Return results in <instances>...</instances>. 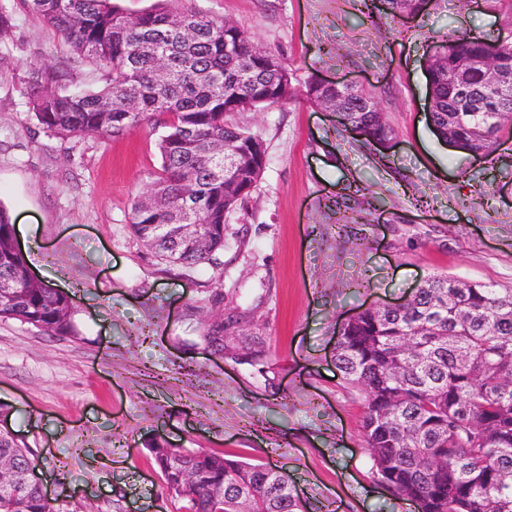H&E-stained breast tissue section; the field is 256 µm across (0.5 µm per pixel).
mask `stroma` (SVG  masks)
<instances>
[{
  "label": "stroma",
  "mask_w": 512,
  "mask_h": 512,
  "mask_svg": "<svg viewBox=\"0 0 512 512\" xmlns=\"http://www.w3.org/2000/svg\"><path fill=\"white\" fill-rule=\"evenodd\" d=\"M227 19L287 68L288 101L236 114L267 148L262 179L225 218L216 261L172 265L129 229L161 166L155 121L116 138H59L35 119L31 72L99 71L17 0H0V206L29 227L30 269L64 290L77 336L0 319V424L25 444L54 512H185L147 449L283 467L308 512H415L376 485L361 445L363 400L336 368L341 323L442 274L512 290V137L478 158L428 119L426 60L446 35L493 37L512 0H431L392 20L356 0H185ZM374 94L395 132L364 145L308 102L309 82ZM365 224H338L349 183ZM238 319L224 350L207 324Z\"/></svg>",
  "instance_id": "stroma-1"
}]
</instances>
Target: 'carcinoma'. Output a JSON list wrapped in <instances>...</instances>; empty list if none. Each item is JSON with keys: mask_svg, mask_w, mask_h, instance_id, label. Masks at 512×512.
Returning <instances> with one entry per match:
<instances>
[{"mask_svg": "<svg viewBox=\"0 0 512 512\" xmlns=\"http://www.w3.org/2000/svg\"><path fill=\"white\" fill-rule=\"evenodd\" d=\"M181 0H155L131 16L115 0H21L72 49L100 71L104 85L74 91V78L35 72L30 108L47 131L70 137H116L145 120L165 132L161 168L149 176L131 206L134 235L171 263H208L224 250V215L256 189L266 147L228 117L288 100L291 81L275 54L255 45L233 22L180 8ZM392 19L416 16L430 0H380ZM199 18L188 37L177 20ZM512 70V28L494 38L452 34L427 59L435 102L433 131L459 148L489 154L512 130L472 112L448 111L450 78L459 68L486 80L483 61ZM338 90L313 80L314 106L336 102ZM374 100L360 91L347 100V129L368 145L394 138ZM239 160V174L224 183V155ZM352 195L336 201L346 224L361 217ZM161 224H195L209 240L205 251L163 237ZM448 275L424 280L413 297L391 310L358 313L340 331L336 368L363 397L361 430L373 481L419 512H512V292L481 284L462 287ZM70 298L33 277L15 247V224L0 209V318L60 336L76 335ZM0 451L18 459L12 489L0 490V512H52L35 467L17 438L0 439ZM164 477L166 460L179 456L194 472L185 494L188 512H306L289 478L265 464L227 459L204 450L151 445ZM224 486V498L211 489Z\"/></svg>", "mask_w": 512, "mask_h": 512, "instance_id": "carcinoma-1", "label": "carcinoma"}]
</instances>
